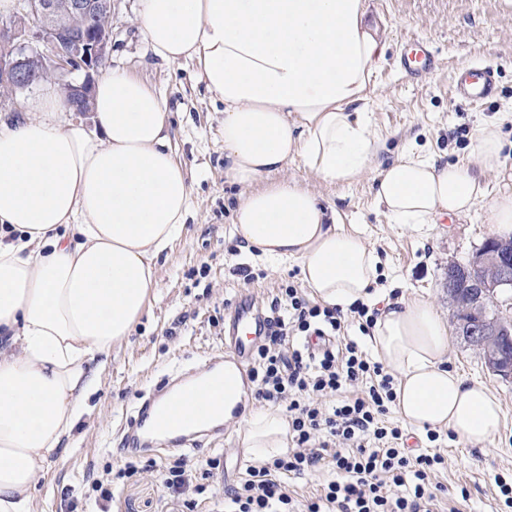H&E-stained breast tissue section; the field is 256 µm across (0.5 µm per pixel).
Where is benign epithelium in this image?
Wrapping results in <instances>:
<instances>
[{
  "label": "benign epithelium",
  "mask_w": 512,
  "mask_h": 512,
  "mask_svg": "<svg viewBox=\"0 0 512 512\" xmlns=\"http://www.w3.org/2000/svg\"><path fill=\"white\" fill-rule=\"evenodd\" d=\"M114 8L115 0H28L19 20L0 29V88L6 89L0 103L32 91L47 78L81 69L83 82H64L60 90L70 110L89 114L92 72L109 51ZM462 278L479 289V297L460 302L459 309L475 320L457 327V334L479 351L490 372L510 378L512 358L505 344L512 342V320L487 318L481 303L512 288V238H490L469 263L448 266L449 294L457 292Z\"/></svg>",
  "instance_id": "benign-epithelium-1"
}]
</instances>
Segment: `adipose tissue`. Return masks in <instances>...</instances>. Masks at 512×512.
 Here are the masks:
<instances>
[{
	"label": "adipose tissue",
	"instance_id": "obj_1",
	"mask_svg": "<svg viewBox=\"0 0 512 512\" xmlns=\"http://www.w3.org/2000/svg\"><path fill=\"white\" fill-rule=\"evenodd\" d=\"M365 0H140L137 26L162 61H191L224 103V176L242 189L234 234L269 266L297 262L323 305L370 302L379 258L298 182L288 165L332 184L377 160L366 111L384 47ZM0 120V512H36L38 483L102 386L115 346L156 288L158 261L185 229L192 185L176 158L164 98L116 69L94 88L93 127L65 120L54 88ZM501 123L477 132L468 163L405 154L381 169L379 204L398 224H433L489 199L512 234V193L489 197ZM369 346L398 375L395 407L421 431L491 441L503 418L486 386L448 369V325L427 297L386 303ZM228 369L210 424L235 434L249 460L286 456L288 417L248 410Z\"/></svg>",
	"mask_w": 512,
	"mask_h": 512
}]
</instances>
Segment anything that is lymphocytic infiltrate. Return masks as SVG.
I'll return each instance as SVG.
<instances>
[{
  "mask_svg": "<svg viewBox=\"0 0 512 512\" xmlns=\"http://www.w3.org/2000/svg\"><path fill=\"white\" fill-rule=\"evenodd\" d=\"M377 316L361 302L346 312L315 303L292 284L273 296L249 378L257 401L287 403L291 446L287 456L247 465L224 492V512H431L443 456L406 452L403 428L386 419L393 376L356 340L335 344L345 321L366 336ZM323 462L335 479L298 501L286 477Z\"/></svg>",
  "mask_w": 512,
  "mask_h": 512,
  "instance_id": "obj_1",
  "label": "lymphocytic infiltrate"
}]
</instances>
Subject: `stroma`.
<instances>
[{
    "label": "stroma",
    "mask_w": 512,
    "mask_h": 512,
    "mask_svg": "<svg viewBox=\"0 0 512 512\" xmlns=\"http://www.w3.org/2000/svg\"><path fill=\"white\" fill-rule=\"evenodd\" d=\"M138 9L139 0H117L112 47L97 73L123 69L165 98L172 146L193 183L192 208L182 236L158 262L155 296L133 334L113 351L102 389L88 399L74 442L53 459L38 485L41 512H181L187 500L194 502L193 512H220L225 489L243 475L236 462L244 453L235 435H212L197 451L131 458L120 450L121 428L144 393L172 371L199 372L206 352L223 346L225 318L241 296H251L264 309L279 287L302 283L297 263L274 272L255 252L240 249L232 211L241 189L224 180V104L213 99L192 63H166L148 52L136 23ZM366 23L385 47L367 106L381 160L412 151L441 164L467 162L478 129L512 105V0H366ZM409 38L429 42L439 62L420 82L396 66ZM471 60L486 62L497 73L498 93L484 105L453 94L456 67ZM378 173L373 165L353 183L339 186L294 163L287 176L335 212L342 228L359 231L381 260L378 287L390 300L423 295L451 317L448 265L466 262L492 237L487 201L435 224H398L377 202ZM245 266L252 280H245ZM448 361L498 396L504 422L484 444L440 436L444 464L435 479L448 490L440 510L501 512L494 478L512 475V380L487 371L478 352L456 335L450 338ZM210 458L217 467L201 488L175 493L162 486L160 475L175 460L195 470ZM130 463L137 471L127 477L123 471ZM102 478L112 482V500L105 505L93 485ZM460 488L469 493L461 504L453 496Z\"/></svg>",
    "instance_id": "1"
}]
</instances>
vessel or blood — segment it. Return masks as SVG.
<instances>
[{"label":"vessel or blood","mask_w":512,"mask_h":512,"mask_svg":"<svg viewBox=\"0 0 512 512\" xmlns=\"http://www.w3.org/2000/svg\"><path fill=\"white\" fill-rule=\"evenodd\" d=\"M409 50L399 65L408 76L419 79L435 69V60L428 46L416 39L409 40ZM497 87L492 70L475 62L460 64L455 72V93L473 103L483 104L493 99ZM264 332L263 316L254 312L247 301H239L224 338L222 353L210 356L201 379H186L175 373L167 377L163 390L152 401L128 418L123 427L124 449L139 452L152 450V435L161 430L190 431L192 442L202 434L195 431L188 403L198 387L215 388L224 383V366L233 364L241 374H248L251 353Z\"/></svg>","instance_id":"vessel-or-blood-1"}]
</instances>
